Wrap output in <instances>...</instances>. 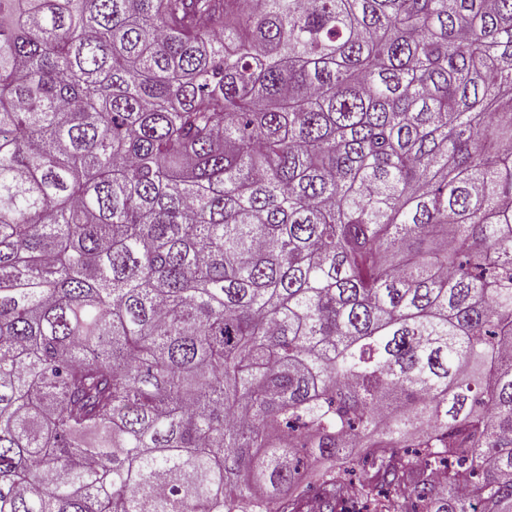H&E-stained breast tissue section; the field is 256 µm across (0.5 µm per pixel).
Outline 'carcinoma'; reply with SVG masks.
<instances>
[{"instance_id":"1","label":"carcinoma","mask_w":512,"mask_h":512,"mask_svg":"<svg viewBox=\"0 0 512 512\" xmlns=\"http://www.w3.org/2000/svg\"><path fill=\"white\" fill-rule=\"evenodd\" d=\"M356 476L512 512V0H0V512Z\"/></svg>"}]
</instances>
